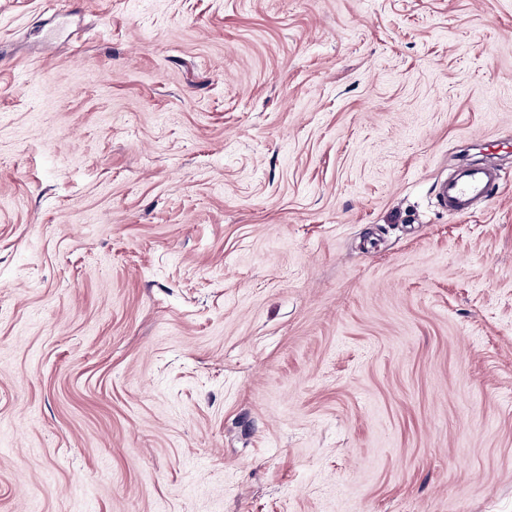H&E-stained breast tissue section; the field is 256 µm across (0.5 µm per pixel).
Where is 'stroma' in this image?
Segmentation results:
<instances>
[{
	"instance_id": "obj_1",
	"label": "stroma",
	"mask_w": 512,
	"mask_h": 512,
	"mask_svg": "<svg viewBox=\"0 0 512 512\" xmlns=\"http://www.w3.org/2000/svg\"><path fill=\"white\" fill-rule=\"evenodd\" d=\"M512 0H0V512H512ZM503 183L501 172L490 168L465 169L458 178L441 183L437 200L455 218L469 216L477 200L492 198L495 188Z\"/></svg>"
}]
</instances>
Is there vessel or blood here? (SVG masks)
I'll return each mask as SVG.
<instances>
[{
    "mask_svg": "<svg viewBox=\"0 0 512 512\" xmlns=\"http://www.w3.org/2000/svg\"><path fill=\"white\" fill-rule=\"evenodd\" d=\"M501 182L499 170L471 168L459 177L443 182L437 190V200L449 216L462 218L471 214L475 201L492 197Z\"/></svg>",
    "mask_w": 512,
    "mask_h": 512,
    "instance_id": "vessel-or-blood-1",
    "label": "vessel or blood"
}]
</instances>
